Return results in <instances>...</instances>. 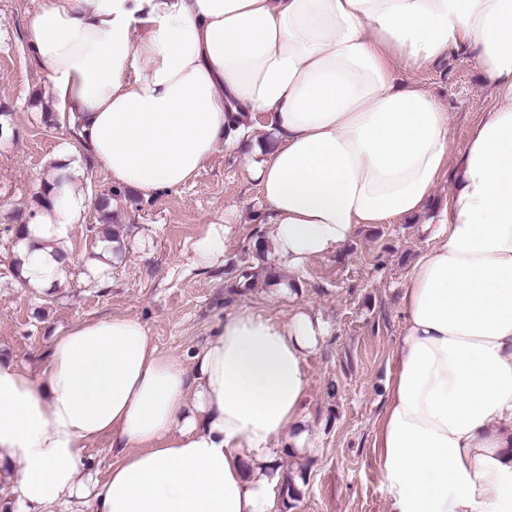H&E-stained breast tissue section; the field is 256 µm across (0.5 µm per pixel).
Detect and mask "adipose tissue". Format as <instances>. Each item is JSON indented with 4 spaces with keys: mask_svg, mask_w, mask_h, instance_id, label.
Segmentation results:
<instances>
[{
    "mask_svg": "<svg viewBox=\"0 0 512 512\" xmlns=\"http://www.w3.org/2000/svg\"><path fill=\"white\" fill-rule=\"evenodd\" d=\"M25 38L71 122L57 162L90 154L116 188L183 187L227 133L262 126L246 171L280 266L424 216L437 243L401 288L375 432L388 512H512V0H44ZM460 50L493 97L456 153L415 76ZM55 176L35 175L51 204L17 254L38 290L65 277L68 229L91 205ZM329 333L302 307L240 305L192 377L120 316L76 320L41 373L0 358V477L17 512L88 497L93 512H268L279 454L313 445L306 362ZM106 436L118 460L85 484L83 450Z\"/></svg>",
    "mask_w": 512,
    "mask_h": 512,
    "instance_id": "1",
    "label": "adipose tissue"
}]
</instances>
